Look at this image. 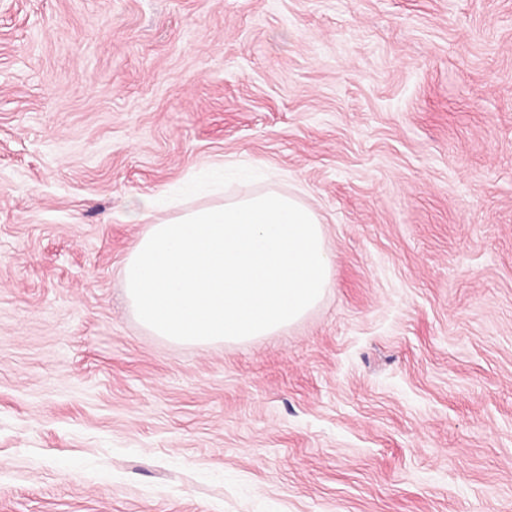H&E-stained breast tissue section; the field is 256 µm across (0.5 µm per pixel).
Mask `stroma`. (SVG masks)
Instances as JSON below:
<instances>
[{
	"mask_svg": "<svg viewBox=\"0 0 512 512\" xmlns=\"http://www.w3.org/2000/svg\"><path fill=\"white\" fill-rule=\"evenodd\" d=\"M222 160L333 282L175 345L120 268ZM0 512H512V0H0Z\"/></svg>",
	"mask_w": 512,
	"mask_h": 512,
	"instance_id": "obj_1",
	"label": "stroma"
}]
</instances>
